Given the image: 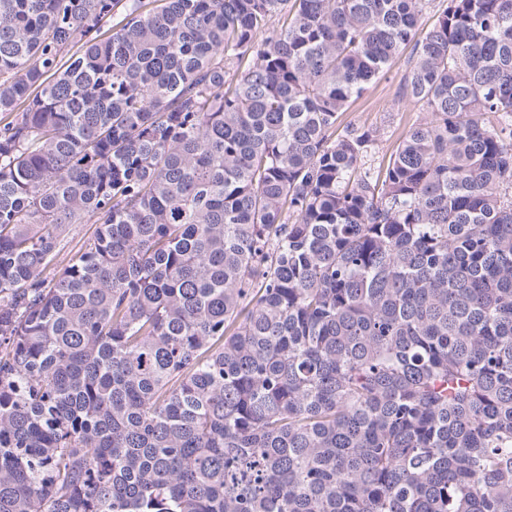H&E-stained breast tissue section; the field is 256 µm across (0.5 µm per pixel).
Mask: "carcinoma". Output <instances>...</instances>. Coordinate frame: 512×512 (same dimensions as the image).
I'll list each match as a JSON object with an SVG mask.
<instances>
[{
	"label": "carcinoma",
	"instance_id": "carcinoma-1",
	"mask_svg": "<svg viewBox=\"0 0 512 512\" xmlns=\"http://www.w3.org/2000/svg\"><path fill=\"white\" fill-rule=\"evenodd\" d=\"M0 512H512V0H0ZM411 48L394 59L386 77L378 80L364 94L355 100L342 116L343 124L376 128L380 139L372 159L378 163L382 155L389 156L400 138L423 117L422 112L402 100L398 94L400 79L406 69Z\"/></svg>",
	"mask_w": 512,
	"mask_h": 512
}]
</instances>
